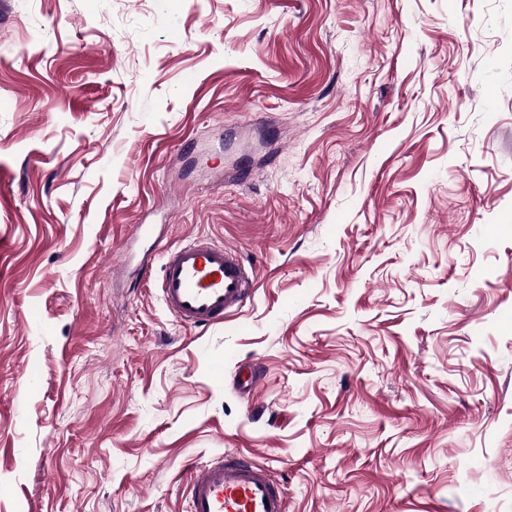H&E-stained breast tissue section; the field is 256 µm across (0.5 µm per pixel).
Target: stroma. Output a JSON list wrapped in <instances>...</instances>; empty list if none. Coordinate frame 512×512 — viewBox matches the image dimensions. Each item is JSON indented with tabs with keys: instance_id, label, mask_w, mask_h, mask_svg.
<instances>
[{
	"instance_id": "obj_1",
	"label": "stroma",
	"mask_w": 512,
	"mask_h": 512,
	"mask_svg": "<svg viewBox=\"0 0 512 512\" xmlns=\"http://www.w3.org/2000/svg\"><path fill=\"white\" fill-rule=\"evenodd\" d=\"M200 237L256 291L187 329ZM0 238V512H183L227 450L512 512V0H0ZM254 288V273L234 248L198 241L164 254L162 299L184 327L224 322L251 298Z\"/></svg>"
}]
</instances>
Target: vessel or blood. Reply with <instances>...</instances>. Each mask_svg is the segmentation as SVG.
<instances>
[{"label":"vessel or blood","instance_id":"vessel-or-blood-1","mask_svg":"<svg viewBox=\"0 0 512 512\" xmlns=\"http://www.w3.org/2000/svg\"><path fill=\"white\" fill-rule=\"evenodd\" d=\"M255 276L238 250L198 241L166 252L161 267L163 302L185 327L223 322L254 292ZM186 512H288V496L271 470L249 455L227 451L186 465Z\"/></svg>","mask_w":512,"mask_h":512}]
</instances>
